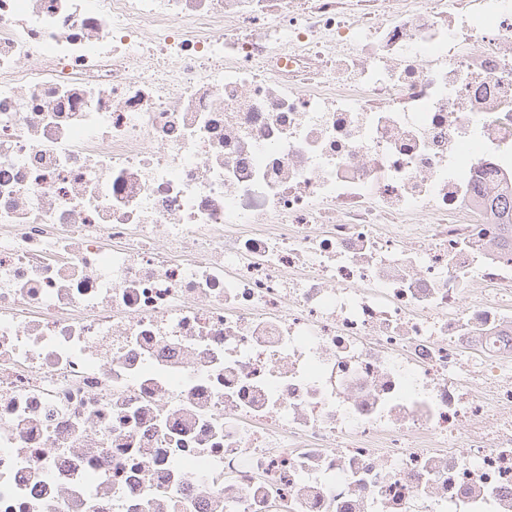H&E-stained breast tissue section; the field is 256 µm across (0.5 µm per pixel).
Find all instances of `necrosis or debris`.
Here are the masks:
<instances>
[{
	"instance_id": "4bbe7bcc",
	"label": "necrosis or debris",
	"mask_w": 512,
	"mask_h": 512,
	"mask_svg": "<svg viewBox=\"0 0 512 512\" xmlns=\"http://www.w3.org/2000/svg\"><path fill=\"white\" fill-rule=\"evenodd\" d=\"M0 512H512V0H0Z\"/></svg>"
}]
</instances>
